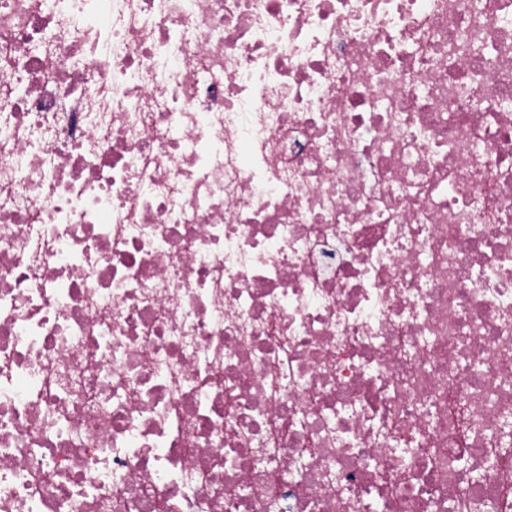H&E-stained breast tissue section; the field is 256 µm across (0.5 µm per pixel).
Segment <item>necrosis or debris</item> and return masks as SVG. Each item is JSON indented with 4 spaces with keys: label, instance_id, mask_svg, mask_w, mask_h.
Segmentation results:
<instances>
[{
    "label": "necrosis or debris",
    "instance_id": "obj_1",
    "mask_svg": "<svg viewBox=\"0 0 512 512\" xmlns=\"http://www.w3.org/2000/svg\"><path fill=\"white\" fill-rule=\"evenodd\" d=\"M503 100L512 0H0V512H512Z\"/></svg>",
    "mask_w": 512,
    "mask_h": 512
}]
</instances>
